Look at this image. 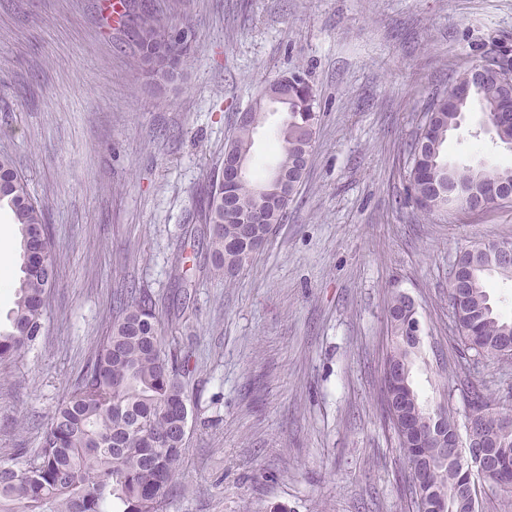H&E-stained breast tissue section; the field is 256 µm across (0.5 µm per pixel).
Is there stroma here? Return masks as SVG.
<instances>
[{"label": "stroma", "instance_id": "35a3bbf8", "mask_svg": "<svg viewBox=\"0 0 512 512\" xmlns=\"http://www.w3.org/2000/svg\"><path fill=\"white\" fill-rule=\"evenodd\" d=\"M149 4L191 33L170 80L144 73L107 0H0V152L44 205L56 257L44 334L0 379V463L38 446L117 315L113 293L142 288L192 370L168 512H412L377 397L390 296L416 302L413 379L438 400L436 358L456 354L449 265L463 248L512 240V206L423 217L406 199L405 148L454 74L512 61V0ZM297 71L320 106L306 174L264 248L225 279L199 208L236 112L259 82ZM483 121L466 113L450 162L512 164ZM20 240H0L2 330Z\"/></svg>", "mask_w": 512, "mask_h": 512}]
</instances>
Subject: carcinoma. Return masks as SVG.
Returning a JSON list of instances; mask_svg holds the SVG:
<instances>
[{"instance_id": "1", "label": "carcinoma", "mask_w": 512, "mask_h": 512, "mask_svg": "<svg viewBox=\"0 0 512 512\" xmlns=\"http://www.w3.org/2000/svg\"><path fill=\"white\" fill-rule=\"evenodd\" d=\"M134 27L146 69L162 78L174 77L187 50L181 34L162 27L148 7L135 16ZM502 84L503 74L490 69L480 91L458 109H448V101L440 96L428 102V134L408 145L409 196L421 214L428 217L448 205L450 184L469 191L481 181L512 182L511 165H455L444 154L448 133L459 128L464 113L474 106L486 117L495 111ZM270 92L284 93L286 86L277 80L261 86L252 104L255 127L266 120L265 97ZM288 120V136L281 137L276 167L291 177L297 159L312 150L318 116L306 114L299 105ZM253 135L254 127H235L225 146V159H250ZM267 174L254 172L236 183L232 215L224 212V184L217 180L211 185L201 217L215 272L235 274L261 248L259 240L283 222L288 201L258 194ZM4 205L21 226L22 239L48 231L45 206L31 198L12 157L0 153V207ZM471 261L469 283L450 292L459 349L454 366L441 375L442 396L448 398L442 419L446 429L457 430L452 401L457 385L465 386L469 409L504 464L481 475L479 482L498 485L500 506L512 512V426L484 422L503 408L502 398L471 379V371L483 358L512 364V351L501 344L502 337L512 336V319L491 302L489 254L475 247ZM46 262L42 270H21L11 330L0 333V375L17 366L43 336L55 276L53 252L47 253ZM117 300L119 316L81 369L73 391L55 409L39 447L20 449L30 454L22 465L0 464V512H167L184 451L181 422L189 417L184 384L191 373L189 361L166 342L152 294L132 288L118 293ZM388 314L390 336L378 397L400 456L411 470L409 494L416 504L424 498L441 503L444 512H481V498L462 488V450L450 448L444 456L419 433L435 407L424 404L413 386L419 340L411 334L414 315L403 293L392 295Z\"/></svg>"}]
</instances>
